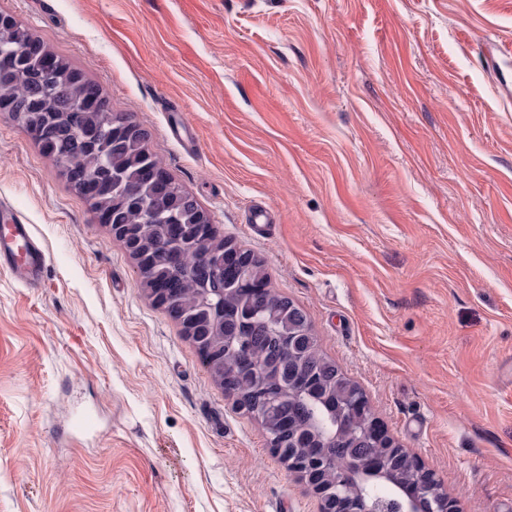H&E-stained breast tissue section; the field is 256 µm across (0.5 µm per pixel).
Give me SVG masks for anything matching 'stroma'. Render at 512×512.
Instances as JSON below:
<instances>
[{"instance_id":"35a3bbf8","label":"stroma","mask_w":512,"mask_h":512,"mask_svg":"<svg viewBox=\"0 0 512 512\" xmlns=\"http://www.w3.org/2000/svg\"><path fill=\"white\" fill-rule=\"evenodd\" d=\"M0 13L148 132L460 512H512V0ZM0 201L45 255L37 288L0 265V512H319L6 112Z\"/></svg>"}]
</instances>
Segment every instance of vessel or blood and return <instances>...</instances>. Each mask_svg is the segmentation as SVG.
Instances as JSON below:
<instances>
[{"label": "vessel or blood", "mask_w": 512, "mask_h": 512, "mask_svg": "<svg viewBox=\"0 0 512 512\" xmlns=\"http://www.w3.org/2000/svg\"><path fill=\"white\" fill-rule=\"evenodd\" d=\"M42 256L30 225L0 205V262L9 265L20 282L33 288L40 280Z\"/></svg>", "instance_id": "b4317fda"}]
</instances>
